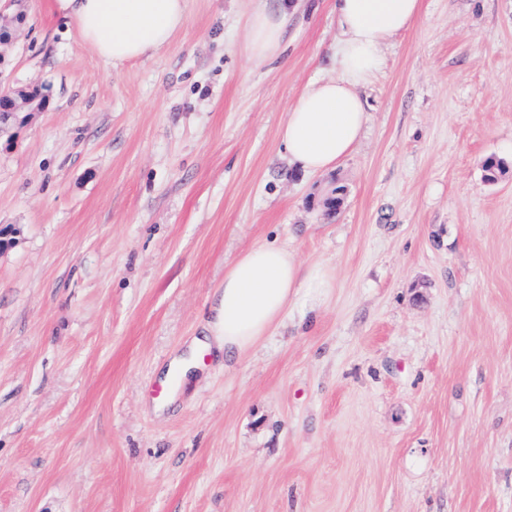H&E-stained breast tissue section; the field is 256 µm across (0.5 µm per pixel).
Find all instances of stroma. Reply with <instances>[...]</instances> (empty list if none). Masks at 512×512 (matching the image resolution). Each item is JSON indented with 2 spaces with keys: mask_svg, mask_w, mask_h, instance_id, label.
Listing matches in <instances>:
<instances>
[{
  "mask_svg": "<svg viewBox=\"0 0 512 512\" xmlns=\"http://www.w3.org/2000/svg\"><path fill=\"white\" fill-rule=\"evenodd\" d=\"M295 2L262 66L253 0H190L112 67L23 0L0 79L50 104L0 128V512H512V0H424L324 174L278 136L334 73L333 0ZM265 243L329 287L155 415Z\"/></svg>",
  "mask_w": 512,
  "mask_h": 512,
  "instance_id": "obj_1",
  "label": "stroma"
}]
</instances>
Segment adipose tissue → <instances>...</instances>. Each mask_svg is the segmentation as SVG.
<instances>
[{
    "label": "adipose tissue",
    "mask_w": 512,
    "mask_h": 512,
    "mask_svg": "<svg viewBox=\"0 0 512 512\" xmlns=\"http://www.w3.org/2000/svg\"><path fill=\"white\" fill-rule=\"evenodd\" d=\"M290 0H255L244 51L255 65L282 49ZM53 15L105 63L153 57L185 30L189 0H52ZM339 39L336 73L311 80L289 106L279 137L292 164L308 173L336 169L359 143L368 116L361 90L379 71L382 49L420 18L423 0H334ZM322 288L326 274L303 269L284 245L261 244L241 253L212 298L207 333L171 361L183 381L194 380L195 357L232 360L267 335L302 285Z\"/></svg>",
    "instance_id": "adipose-tissue-1"
}]
</instances>
